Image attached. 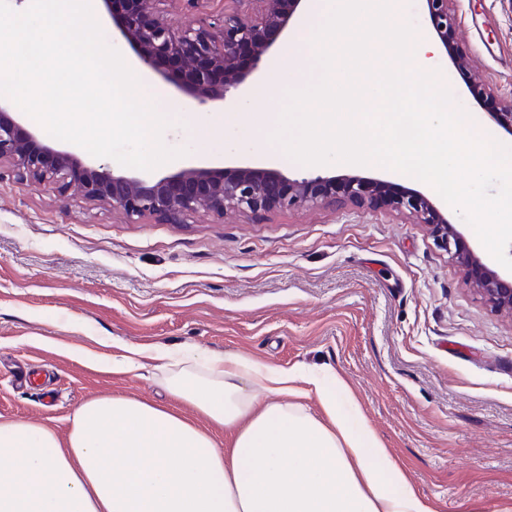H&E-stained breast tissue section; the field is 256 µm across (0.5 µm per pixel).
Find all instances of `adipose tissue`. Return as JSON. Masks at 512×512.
<instances>
[{
    "mask_svg": "<svg viewBox=\"0 0 512 512\" xmlns=\"http://www.w3.org/2000/svg\"><path fill=\"white\" fill-rule=\"evenodd\" d=\"M152 358L208 427L112 395L79 406L64 439L0 420V512H434L336 372L194 349Z\"/></svg>",
    "mask_w": 512,
    "mask_h": 512,
    "instance_id": "adipose-tissue-1",
    "label": "adipose tissue"
}]
</instances>
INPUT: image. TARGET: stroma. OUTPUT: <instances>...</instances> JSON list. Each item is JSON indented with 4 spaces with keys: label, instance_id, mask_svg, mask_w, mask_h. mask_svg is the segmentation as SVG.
Returning a JSON list of instances; mask_svg holds the SVG:
<instances>
[{
    "label": "stroma",
    "instance_id": "35a3bbf8",
    "mask_svg": "<svg viewBox=\"0 0 512 512\" xmlns=\"http://www.w3.org/2000/svg\"><path fill=\"white\" fill-rule=\"evenodd\" d=\"M458 15L473 68L456 70L441 51L438 67L475 132L512 141L488 118L512 97V0H459ZM473 74L490 86L487 100L470 97ZM150 80L171 115L165 144L189 150L155 176L245 162L429 189L384 167L299 165L276 154L269 123L239 142V122L282 111L289 79L237 121ZM129 346L331 368L436 512H512V316L486 305L407 215L325 205L131 220L106 203L61 204L55 185L20 184L0 167V419L63 436L80 405L109 394L187 411L165 392L164 372L113 371ZM20 366L45 382L17 387Z\"/></svg>",
    "mask_w": 512,
    "mask_h": 512
}]
</instances>
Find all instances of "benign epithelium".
<instances>
[{"mask_svg": "<svg viewBox=\"0 0 512 512\" xmlns=\"http://www.w3.org/2000/svg\"><path fill=\"white\" fill-rule=\"evenodd\" d=\"M100 2L140 70L159 75L199 105L226 107L240 104L261 77L262 63L306 0H231L234 11L221 19H193L182 26L168 20L169 0ZM422 2L428 31L438 37L457 69H470L468 53L453 38L457 0ZM22 115L11 100L0 99V164L8 163L20 182L57 185L64 203L74 198L106 202L130 219L149 215L171 224L197 214L222 219L228 212L257 215L320 205H381L425 225L436 247L461 267L488 306L512 311V278L488 267L423 193L396 190L386 181L356 175L299 179L251 166H187L158 179L115 174L73 150L44 143ZM491 117L512 135V98Z\"/></svg>", "mask_w": 512, "mask_h": 512, "instance_id": "1", "label": "benign epithelium"}]
</instances>
